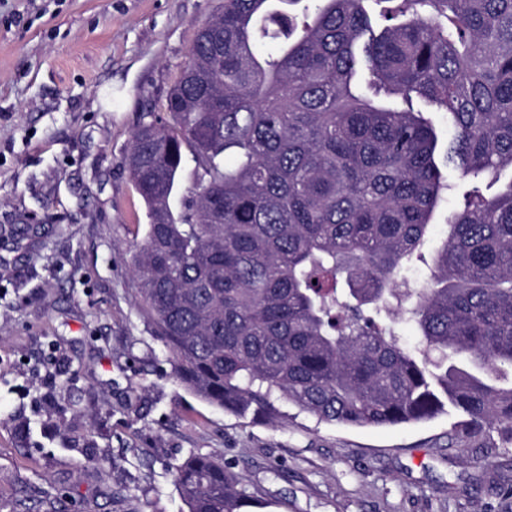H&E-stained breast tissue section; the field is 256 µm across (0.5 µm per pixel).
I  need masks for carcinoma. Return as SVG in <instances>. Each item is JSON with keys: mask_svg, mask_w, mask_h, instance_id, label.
I'll list each match as a JSON object with an SVG mask.
<instances>
[{"mask_svg": "<svg viewBox=\"0 0 512 512\" xmlns=\"http://www.w3.org/2000/svg\"><path fill=\"white\" fill-rule=\"evenodd\" d=\"M280 2L301 11L224 0L165 111L141 113L125 159L148 218L140 315L174 378L240 419L453 410L512 433V178L491 191L512 170V0H371L382 27L365 0ZM415 99L448 114L444 153ZM450 166L468 182L451 208ZM443 210L430 279L399 287ZM384 312L413 323L415 347ZM174 483L188 512L273 507L213 454Z\"/></svg>", "mask_w": 512, "mask_h": 512, "instance_id": "obj_1", "label": "carcinoma"}]
</instances>
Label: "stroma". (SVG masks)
Masks as SVG:
<instances>
[{
  "label": "stroma",
  "mask_w": 512,
  "mask_h": 512,
  "mask_svg": "<svg viewBox=\"0 0 512 512\" xmlns=\"http://www.w3.org/2000/svg\"><path fill=\"white\" fill-rule=\"evenodd\" d=\"M223 8L0 0V512H187L173 468L193 452L279 512H512L496 428L242 420L172 378L134 302L148 219L125 157Z\"/></svg>",
  "instance_id": "35a3bbf8"
}]
</instances>
